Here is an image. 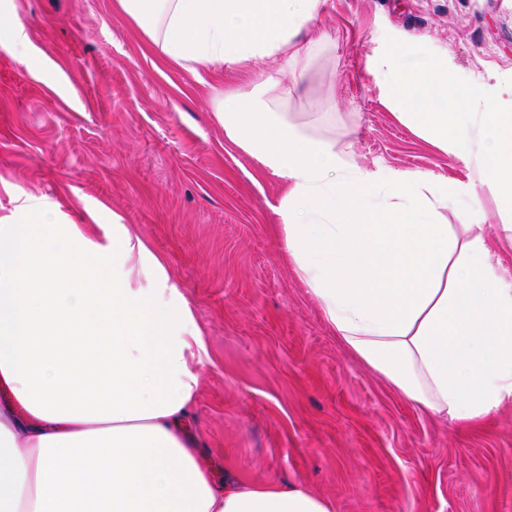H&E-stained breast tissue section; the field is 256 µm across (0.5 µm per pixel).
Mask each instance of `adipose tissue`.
Masks as SVG:
<instances>
[{
  "mask_svg": "<svg viewBox=\"0 0 512 512\" xmlns=\"http://www.w3.org/2000/svg\"><path fill=\"white\" fill-rule=\"evenodd\" d=\"M322 0H114L171 66L244 71L225 137L282 179L273 233L342 344L454 424L512 402V279L476 193L346 160L268 98ZM456 214L448 223L446 212ZM204 332L163 257L30 211L0 224V512H334L298 483L216 481L190 428Z\"/></svg>",
  "mask_w": 512,
  "mask_h": 512,
  "instance_id": "adipose-tissue-1",
  "label": "adipose tissue"
}]
</instances>
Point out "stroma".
I'll return each instance as SVG.
<instances>
[{
  "instance_id": "1",
  "label": "stroma",
  "mask_w": 512,
  "mask_h": 512,
  "mask_svg": "<svg viewBox=\"0 0 512 512\" xmlns=\"http://www.w3.org/2000/svg\"><path fill=\"white\" fill-rule=\"evenodd\" d=\"M113 0H0V222L44 209L162 255L204 328L195 433L244 484L299 481L334 512H512V403L459 426L407 401L323 321L272 231L277 177L224 135L237 70L169 66ZM319 43L269 97L345 159L476 190L512 269L497 192L393 114L387 37L512 106V0H324Z\"/></svg>"
}]
</instances>
